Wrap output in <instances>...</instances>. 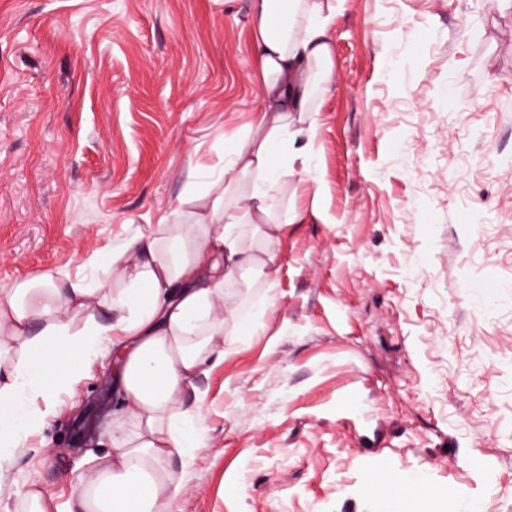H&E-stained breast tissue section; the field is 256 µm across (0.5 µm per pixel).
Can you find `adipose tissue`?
<instances>
[{
    "label": "adipose tissue",
    "instance_id": "adipose-tissue-1",
    "mask_svg": "<svg viewBox=\"0 0 512 512\" xmlns=\"http://www.w3.org/2000/svg\"><path fill=\"white\" fill-rule=\"evenodd\" d=\"M335 11L336 0H253L265 105L188 218L171 212L152 235L103 253L109 281L45 272L0 289V458L41 426L30 401L75 392L88 357L119 355L112 451L78 475L66 512H178L176 465L202 446L184 394L223 361L226 328H253L227 306V285L245 269L272 278L273 246L297 219L276 200L285 178L310 166L311 99L334 71Z\"/></svg>",
    "mask_w": 512,
    "mask_h": 512
}]
</instances>
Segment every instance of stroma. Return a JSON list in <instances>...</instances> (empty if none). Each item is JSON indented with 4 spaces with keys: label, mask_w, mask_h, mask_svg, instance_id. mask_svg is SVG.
<instances>
[{
    "label": "stroma",
    "mask_w": 512,
    "mask_h": 512,
    "mask_svg": "<svg viewBox=\"0 0 512 512\" xmlns=\"http://www.w3.org/2000/svg\"><path fill=\"white\" fill-rule=\"evenodd\" d=\"M253 23L252 0H0V289L106 280L95 250L204 190L264 103ZM330 32L300 218L273 281L228 287L253 330L186 397L180 512H512V0H337ZM86 374L0 465L10 512L111 448L110 358Z\"/></svg>",
    "instance_id": "1"
}]
</instances>
